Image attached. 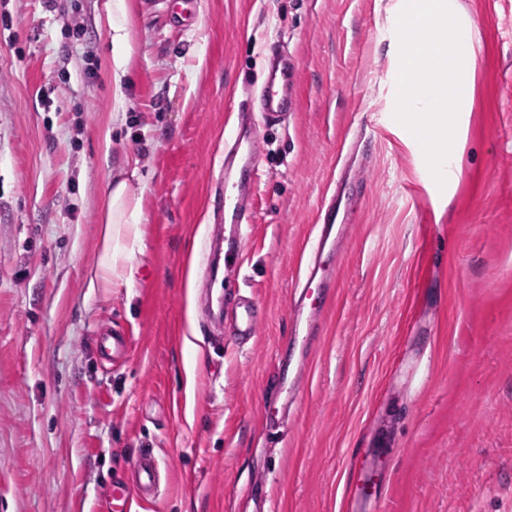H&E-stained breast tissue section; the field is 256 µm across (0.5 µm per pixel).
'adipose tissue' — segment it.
Segmentation results:
<instances>
[{
    "label": "adipose tissue",
    "instance_id": "1",
    "mask_svg": "<svg viewBox=\"0 0 512 512\" xmlns=\"http://www.w3.org/2000/svg\"><path fill=\"white\" fill-rule=\"evenodd\" d=\"M107 22L112 42L119 51L114 56L118 70H126L131 50L130 6L127 0H113ZM141 186L132 178L112 180L101 209L98 262L84 274L89 289L115 288L129 283L133 275L135 248L141 238L143 222Z\"/></svg>",
    "mask_w": 512,
    "mask_h": 512
}]
</instances>
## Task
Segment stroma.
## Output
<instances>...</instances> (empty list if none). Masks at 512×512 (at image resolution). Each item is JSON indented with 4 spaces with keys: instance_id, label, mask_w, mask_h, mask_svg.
<instances>
[{
    "instance_id": "35a3bbf8",
    "label": "stroma",
    "mask_w": 512,
    "mask_h": 512,
    "mask_svg": "<svg viewBox=\"0 0 512 512\" xmlns=\"http://www.w3.org/2000/svg\"><path fill=\"white\" fill-rule=\"evenodd\" d=\"M475 24L470 112L437 186L393 117L398 0H129L125 98L110 0H0V512H108L140 449L162 484L133 512H342L350 456L383 452L380 512H512V0H457ZM81 36H72L74 24ZM279 46L298 109L260 126L253 230L225 304L259 331L217 344L204 314L224 143ZM345 183L350 238L285 424L266 427L315 215ZM138 171L130 285L89 291L112 176ZM129 338L103 359L102 327ZM201 352H183L190 331ZM229 329L235 339H253L259 329V318L252 299L239 298L231 308Z\"/></svg>"
}]
</instances>
